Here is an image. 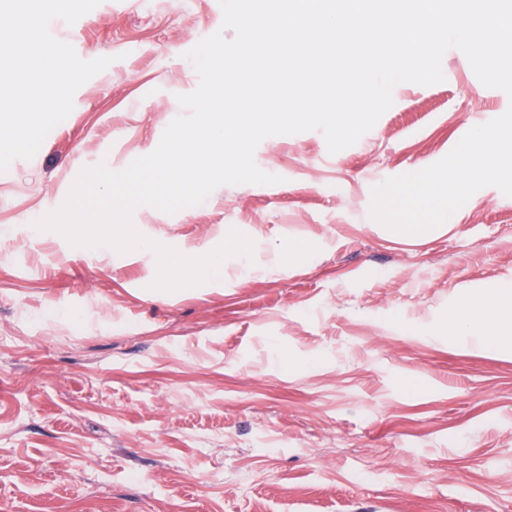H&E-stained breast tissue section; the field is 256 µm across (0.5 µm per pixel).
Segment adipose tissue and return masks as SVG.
Returning a JSON list of instances; mask_svg holds the SVG:
<instances>
[{
	"label": "adipose tissue",
	"instance_id": "1",
	"mask_svg": "<svg viewBox=\"0 0 512 512\" xmlns=\"http://www.w3.org/2000/svg\"><path fill=\"white\" fill-rule=\"evenodd\" d=\"M448 326L461 343L512 352V284L495 293L476 290L448 312Z\"/></svg>",
	"mask_w": 512,
	"mask_h": 512
}]
</instances>
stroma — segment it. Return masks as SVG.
<instances>
[{
    "label": "stroma",
    "instance_id": "stroma-1",
    "mask_svg": "<svg viewBox=\"0 0 512 512\" xmlns=\"http://www.w3.org/2000/svg\"><path fill=\"white\" fill-rule=\"evenodd\" d=\"M222 22L219 0H101L50 25L111 63L0 173V512H512V355L447 338L462 294L512 284V196L478 190L444 231L369 215L373 187L512 106L460 50L338 153L318 131L262 140L279 183L138 207L182 252L251 229L253 260L200 286L152 290L151 251L34 229L82 168L156 149ZM289 240L314 248L276 258Z\"/></svg>",
    "mask_w": 512,
    "mask_h": 512
}]
</instances>
